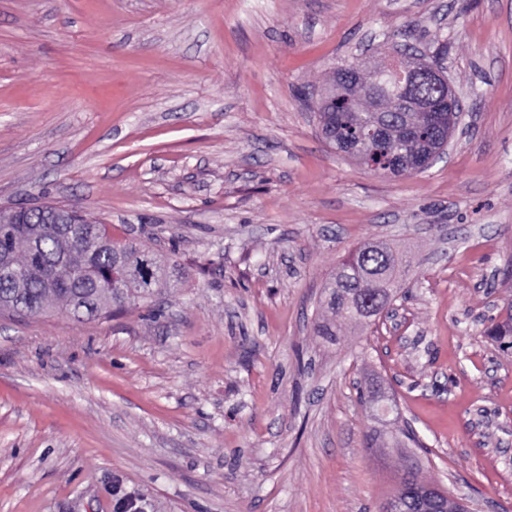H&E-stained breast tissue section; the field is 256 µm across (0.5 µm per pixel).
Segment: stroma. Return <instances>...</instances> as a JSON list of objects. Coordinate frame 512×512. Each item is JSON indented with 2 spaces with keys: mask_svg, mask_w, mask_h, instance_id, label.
<instances>
[{
  "mask_svg": "<svg viewBox=\"0 0 512 512\" xmlns=\"http://www.w3.org/2000/svg\"><path fill=\"white\" fill-rule=\"evenodd\" d=\"M404 45L446 48L465 112L448 161L383 177L297 92ZM46 203L186 279L108 319L0 312V512H380L410 461L512 512V347L484 334L512 302V0H0V210ZM365 241L415 267L401 325L325 343Z\"/></svg>",
  "mask_w": 512,
  "mask_h": 512,
  "instance_id": "obj_1",
  "label": "stroma"
}]
</instances>
